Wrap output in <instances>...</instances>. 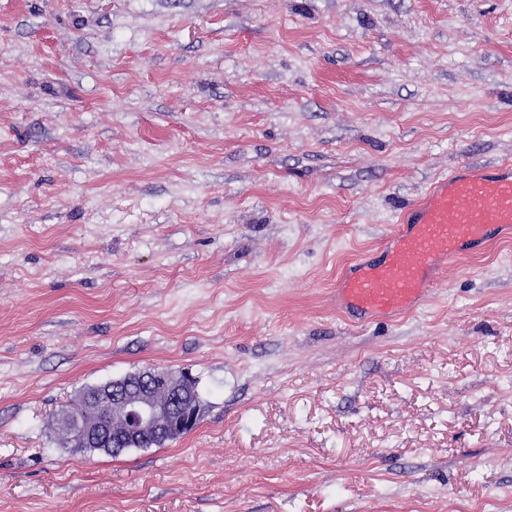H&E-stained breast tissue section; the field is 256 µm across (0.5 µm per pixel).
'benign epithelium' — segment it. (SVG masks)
I'll return each mask as SVG.
<instances>
[{
    "label": "benign epithelium",
    "instance_id": "7a95c632",
    "mask_svg": "<svg viewBox=\"0 0 512 512\" xmlns=\"http://www.w3.org/2000/svg\"><path fill=\"white\" fill-rule=\"evenodd\" d=\"M164 383L163 371L135 372L112 381L110 387L101 388L100 394L90 397L81 414L62 413V420L90 448L103 443L114 429H121L125 445L112 449L114 455L139 447L147 427L153 430L156 439L184 434L194 427L199 412L182 408L177 389L170 400H158L154 391Z\"/></svg>",
    "mask_w": 512,
    "mask_h": 512
}]
</instances>
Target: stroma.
Returning a JSON list of instances; mask_svg holds the SVG:
<instances>
[{
	"label": "stroma",
	"instance_id": "1",
	"mask_svg": "<svg viewBox=\"0 0 512 512\" xmlns=\"http://www.w3.org/2000/svg\"><path fill=\"white\" fill-rule=\"evenodd\" d=\"M460 164L512 165V0H0V512H512V240L331 300ZM145 368L190 433L58 445Z\"/></svg>",
	"mask_w": 512,
	"mask_h": 512
}]
</instances>
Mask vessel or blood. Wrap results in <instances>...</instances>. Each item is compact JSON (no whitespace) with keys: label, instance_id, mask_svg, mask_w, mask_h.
<instances>
[{"label":"vessel or blood","instance_id":"obj_1","mask_svg":"<svg viewBox=\"0 0 512 512\" xmlns=\"http://www.w3.org/2000/svg\"><path fill=\"white\" fill-rule=\"evenodd\" d=\"M512 237V167L462 165L437 178L372 255L347 264L336 307L362 323L394 319L436 287L449 260Z\"/></svg>","mask_w":512,"mask_h":512}]
</instances>
